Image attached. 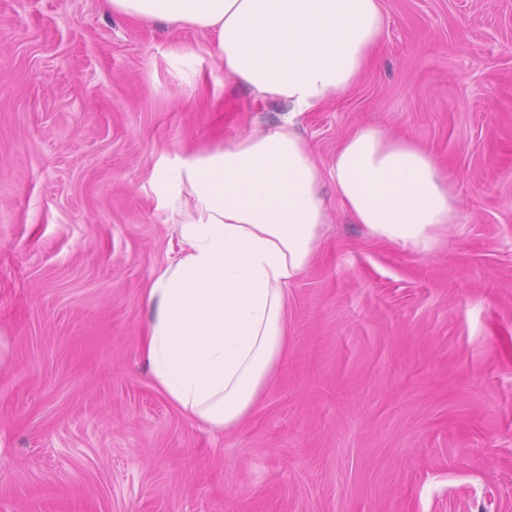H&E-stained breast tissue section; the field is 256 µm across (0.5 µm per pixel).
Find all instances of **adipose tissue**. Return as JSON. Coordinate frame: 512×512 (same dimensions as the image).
<instances>
[{
	"mask_svg": "<svg viewBox=\"0 0 512 512\" xmlns=\"http://www.w3.org/2000/svg\"><path fill=\"white\" fill-rule=\"evenodd\" d=\"M136 23L204 30L225 83L286 105L280 122L156 165L175 255L145 291L141 355L155 387L192 421L231 429L254 412L288 353V289L343 212L417 256L448 244L454 180L432 153L362 126L321 167L300 118L347 94L385 27L381 0H107Z\"/></svg>",
	"mask_w": 512,
	"mask_h": 512,
	"instance_id": "adipose-tissue-1",
	"label": "adipose tissue"
}]
</instances>
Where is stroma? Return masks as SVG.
Instances as JSON below:
<instances>
[{"instance_id": "35a3bbf8", "label": "stroma", "mask_w": 512, "mask_h": 512, "mask_svg": "<svg viewBox=\"0 0 512 512\" xmlns=\"http://www.w3.org/2000/svg\"><path fill=\"white\" fill-rule=\"evenodd\" d=\"M382 7L373 65L302 132L324 165L357 127L409 136L459 222L420 257L326 189L288 356L215 430L140 354L175 245L150 170L284 107L225 86L206 32L0 0V512H512V0Z\"/></svg>"}]
</instances>
